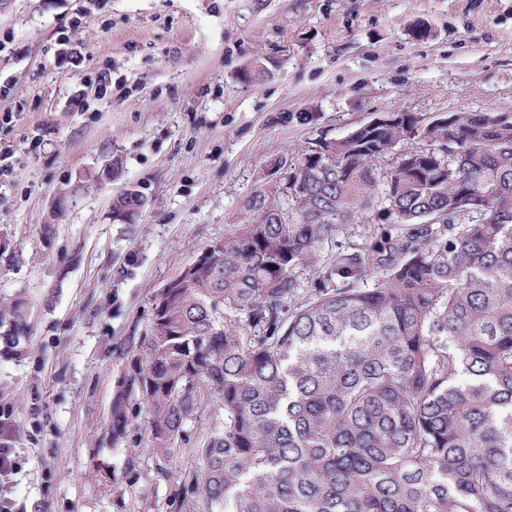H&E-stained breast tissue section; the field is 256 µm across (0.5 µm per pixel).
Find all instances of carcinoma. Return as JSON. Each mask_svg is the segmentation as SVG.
Instances as JSON below:
<instances>
[{
	"instance_id": "carcinoma-1",
	"label": "carcinoma",
	"mask_w": 512,
	"mask_h": 512,
	"mask_svg": "<svg viewBox=\"0 0 512 512\" xmlns=\"http://www.w3.org/2000/svg\"><path fill=\"white\" fill-rule=\"evenodd\" d=\"M396 116L323 139L334 164L309 150L160 293L112 440L138 395L185 512H512V112ZM371 212L399 233L340 246Z\"/></svg>"
}]
</instances>
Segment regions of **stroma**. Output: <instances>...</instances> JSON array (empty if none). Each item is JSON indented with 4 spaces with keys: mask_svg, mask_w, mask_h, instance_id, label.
<instances>
[{
    "mask_svg": "<svg viewBox=\"0 0 512 512\" xmlns=\"http://www.w3.org/2000/svg\"><path fill=\"white\" fill-rule=\"evenodd\" d=\"M500 110L512 0H0V305L28 311L26 337L0 340L12 512H181L138 396L123 441L111 430L163 288L319 139L386 112ZM127 188L134 224L112 219ZM129 193H136L132 190H125ZM126 192H120L113 196L112 198V214L119 213L123 215L124 219L119 221L123 224H134L136 223L140 210L143 205L140 202L143 201L140 195L136 197H132V195L127 194Z\"/></svg>",
    "mask_w": 512,
    "mask_h": 512,
    "instance_id": "35a3bbf8",
    "label": "stroma"
}]
</instances>
